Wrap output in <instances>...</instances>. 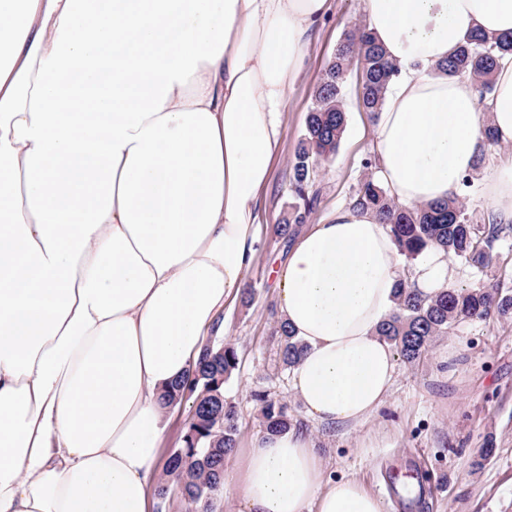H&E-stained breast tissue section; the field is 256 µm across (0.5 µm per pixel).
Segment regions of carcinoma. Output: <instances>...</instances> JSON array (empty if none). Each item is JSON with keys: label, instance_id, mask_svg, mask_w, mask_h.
Listing matches in <instances>:
<instances>
[{"label": "carcinoma", "instance_id": "1", "mask_svg": "<svg viewBox=\"0 0 512 512\" xmlns=\"http://www.w3.org/2000/svg\"><path fill=\"white\" fill-rule=\"evenodd\" d=\"M363 55L360 103L373 115L380 111L389 86L398 70L371 32L355 27L344 33L334 55L316 87L313 106L307 113L304 138L292 165V183L301 193L308 185L310 172L318 161L334 156L346 130L343 89L349 60L353 53ZM512 55V38L471 35L439 71L449 77H469L478 86L481 99L493 91V75L500 60ZM473 186L465 177L460 192L445 202L406 206L396 202L370 174L359 185L354 207L374 213L393 235L406 268L428 250H443L452 260L480 276L472 288H447L433 297L423 296L403 279L396 289V308L381 324L379 335L394 346L407 363L421 359L428 347L466 321L491 316L512 319V287L495 277L499 252L496 242L512 227L474 220L467 208V196ZM305 214L295 211L288 223L278 224L274 233L288 242L303 224ZM280 359L286 369L294 367L302 353L287 325L276 321ZM234 345L221 349H203L191 374L175 383L162 396L164 407L192 399L189 419L181 435L179 452L167 457L158 500L166 498L167 488L181 484L182 501L194 512H212L214 500L224 493V465L237 445L239 416L234 403L224 393L225 385L238 368ZM261 427L265 433H281L294 426L288 404L256 392Z\"/></svg>", "mask_w": 512, "mask_h": 512}]
</instances>
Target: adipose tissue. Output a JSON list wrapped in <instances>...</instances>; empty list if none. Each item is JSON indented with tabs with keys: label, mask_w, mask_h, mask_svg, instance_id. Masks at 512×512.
<instances>
[{
	"label": "adipose tissue",
	"mask_w": 512,
	"mask_h": 512,
	"mask_svg": "<svg viewBox=\"0 0 512 512\" xmlns=\"http://www.w3.org/2000/svg\"><path fill=\"white\" fill-rule=\"evenodd\" d=\"M329 0H0V512H152L160 398L245 286L287 91ZM398 67L373 138L400 204L455 195L490 121L512 143V57L478 105L439 72L470 35L512 36V0H364ZM482 193L512 222V156ZM401 257L352 206L307 227L276 273L303 344L291 385L306 415L355 427L390 394L378 334ZM448 256L412 267L423 295ZM225 484L238 512H383L357 479L328 481L311 437L263 434Z\"/></svg>",
	"instance_id": "obj_1"
}]
</instances>
